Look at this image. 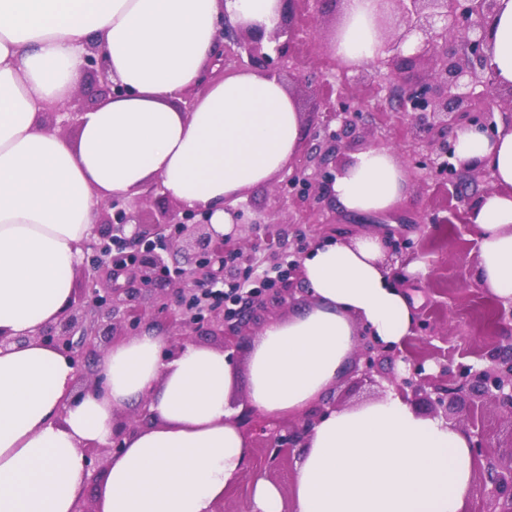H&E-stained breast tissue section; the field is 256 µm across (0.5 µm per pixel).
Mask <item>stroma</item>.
Returning a JSON list of instances; mask_svg holds the SVG:
<instances>
[{
    "label": "stroma",
    "mask_w": 512,
    "mask_h": 512,
    "mask_svg": "<svg viewBox=\"0 0 512 512\" xmlns=\"http://www.w3.org/2000/svg\"><path fill=\"white\" fill-rule=\"evenodd\" d=\"M390 131L391 149L401 167H408L406 148L400 139L401 123L393 112L363 114L360 128L348 148L338 155V166H347L380 127ZM275 185L267 183L247 191L244 202L251 215H272L288 231L290 246H297L306 233V225L298 221L299 205L289 202L284 208L275 206ZM450 199L443 191H421L416 179H409L408 189L395 213L382 214L372 220L350 222L348 214L337 211L347 236L366 233H394L413 247L428 245L427 274L410 273L403 292L414 309L416 318L428 320L435 334L428 340L410 336L407 346L426 355L427 366L447 361L457 364H482L486 352L497 343L512 341V321L500 319L498 303L482 288L477 278L479 245L469 224H399L396 215H410L433 206L446 208ZM390 385L386 379L377 382L363 380L354 366H347L329 392L337 404L346 407L384 396ZM450 426L462 431L482 429L492 447L490 454L475 462L473 487L468 512H488L492 486L485 480L488 463L505 466L512 460V424L489 404L476 407L470 414L451 417ZM300 449L287 451L279 464H268L262 449L249 451V461L239 481L224 496V512H245L255 478L262 477L277 485L284 502H291L295 482L296 462Z\"/></svg>",
    "instance_id": "1"
}]
</instances>
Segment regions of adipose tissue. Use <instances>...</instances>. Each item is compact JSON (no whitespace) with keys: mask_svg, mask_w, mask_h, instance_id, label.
Masks as SVG:
<instances>
[{"mask_svg":"<svg viewBox=\"0 0 512 512\" xmlns=\"http://www.w3.org/2000/svg\"><path fill=\"white\" fill-rule=\"evenodd\" d=\"M380 0H343L334 56L360 65L380 55ZM281 0H0V333L25 336L57 322L97 206L161 183L174 202L209 212L268 183L294 155L301 116L277 77L252 70L202 83L220 20L265 33ZM96 39L126 95L81 117L78 142L44 125L48 107L77 91L86 41ZM490 64L512 85V0H500ZM195 91L190 111L174 102ZM455 152L491 169L495 189L469 217L478 278L512 299V127L456 133ZM406 190L394 157L357 153L333 192L349 213L393 210ZM379 237L329 243L304 262L311 302L266 323L248 359L249 399L278 418L304 410L336 382L356 343V322L388 344L411 334L405 296L383 275ZM154 330L115 344L98 364L102 392L72 395L75 369L32 342L0 350V512H74L83 445H106L114 413L144 400L156 418L131 433L99 488V512H211L244 470L248 448L230 425L232 365L224 351L190 344L163 361ZM474 462L469 439L419 416L396 391L336 410L300 456L294 512H466Z\"/></svg>","mask_w":512,"mask_h":512,"instance_id":"1","label":"adipose tissue"}]
</instances>
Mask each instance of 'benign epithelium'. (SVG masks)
I'll use <instances>...</instances> for the list:
<instances>
[{"mask_svg":"<svg viewBox=\"0 0 512 512\" xmlns=\"http://www.w3.org/2000/svg\"><path fill=\"white\" fill-rule=\"evenodd\" d=\"M284 8L302 5L311 22L309 35H318L324 0H282ZM386 7L377 17L385 36L384 54L362 65L350 77L345 71L328 73V92L321 96V110L313 113V150L304 158L288 162L287 188L276 197L305 207L307 224L316 228L303 239L289 261L283 260L287 232L277 226L276 242H251L245 236L243 210L230 209L234 224L227 232L216 230L201 209L179 204L143 213L125 196H114L101 204L94 237L87 245L77 275L91 287L74 294L63 317L29 336L0 334V349L37 341L70 359L77 370L90 371L87 391H98L103 377L91 369L96 348L117 336H135L143 323L162 318L174 329L163 350L171 360L195 336H218L231 348L245 339L265 312L270 297L288 304L295 301L297 284L304 279L303 255L335 236L336 214L332 185L336 179V153L358 128L369 99L350 90L351 84L377 90L380 108L395 101L403 116L404 143L411 168L451 188L465 213L482 202V196L466 193L462 180L494 182L484 164L464 163L455 153V132L475 127L493 134L495 113L512 112V86H502L490 65V29L498 13L499 0H383ZM297 29L279 25L269 35L220 22L216 34V71L205 78L226 75L231 64L248 59L249 64L269 76L283 71L298 73L302 64L293 51ZM419 65L429 68L428 79L416 82L410 72ZM84 72L95 78L97 91L106 99L121 96L126 88L112 82L108 64L98 45L90 42L84 54ZM84 109L78 104L53 112L61 125L80 123ZM388 281L400 288L406 283V251L384 243ZM264 262L270 271L257 278L246 292H238L224 304V291L244 274ZM400 358L405 370L394 377L395 389L410 401H422L434 412L469 410L478 402L495 404L512 424V346L499 345L485 355L480 366L459 364L448 376V365L428 373L425 359L405 354L378 341L367 327L359 335L358 360L362 376L373 379L381 373L382 359ZM336 410V403L313 404L302 421L284 426L248 404L230 419L246 447L260 443L273 460L288 448H303L314 426ZM154 423L143 408L132 424L113 425L107 446H87V459L112 457L132 432ZM494 500L505 499L512 512V466L488 473Z\"/></svg>","mask_w":512,"mask_h":512,"instance_id":"7a95c632","label":"benign epithelium"}]
</instances>
